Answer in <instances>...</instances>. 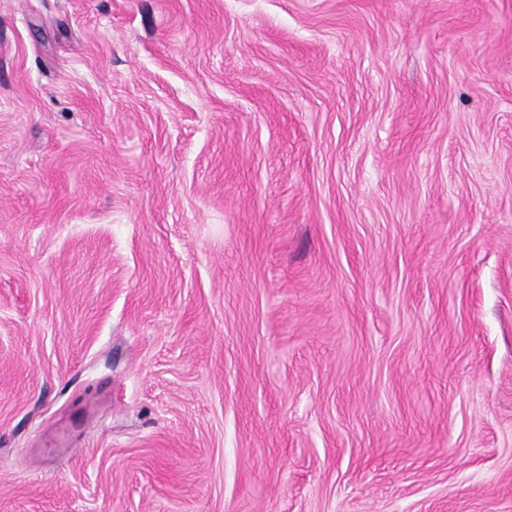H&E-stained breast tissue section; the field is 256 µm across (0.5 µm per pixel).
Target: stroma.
<instances>
[{"label":"stroma","instance_id":"1","mask_svg":"<svg viewBox=\"0 0 512 512\" xmlns=\"http://www.w3.org/2000/svg\"><path fill=\"white\" fill-rule=\"evenodd\" d=\"M0 512H512V0H0Z\"/></svg>","mask_w":512,"mask_h":512}]
</instances>
